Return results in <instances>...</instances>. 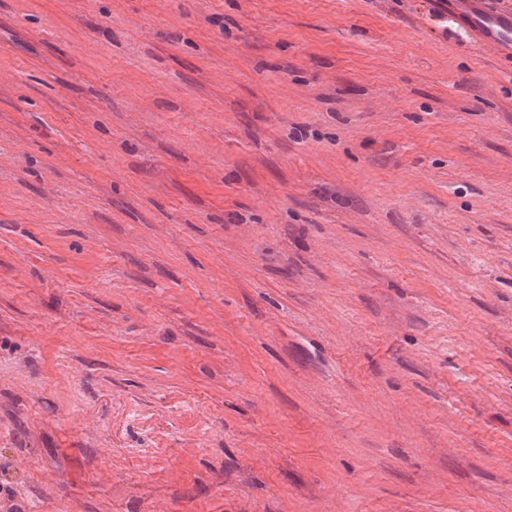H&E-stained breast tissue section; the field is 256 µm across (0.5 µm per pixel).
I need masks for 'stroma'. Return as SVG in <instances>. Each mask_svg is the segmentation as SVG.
I'll return each instance as SVG.
<instances>
[{"instance_id": "stroma-1", "label": "stroma", "mask_w": 512, "mask_h": 512, "mask_svg": "<svg viewBox=\"0 0 512 512\" xmlns=\"http://www.w3.org/2000/svg\"><path fill=\"white\" fill-rule=\"evenodd\" d=\"M468 13L0 0L19 512H512V55Z\"/></svg>"}]
</instances>
